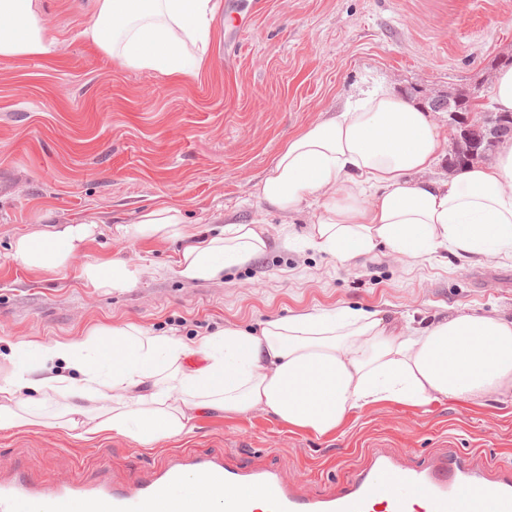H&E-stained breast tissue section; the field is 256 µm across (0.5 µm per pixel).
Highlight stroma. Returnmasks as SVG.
<instances>
[{
	"instance_id": "1",
	"label": "stroma",
	"mask_w": 512,
	"mask_h": 512,
	"mask_svg": "<svg viewBox=\"0 0 512 512\" xmlns=\"http://www.w3.org/2000/svg\"><path fill=\"white\" fill-rule=\"evenodd\" d=\"M90 21L86 0H44L54 56L0 60V383L19 341L81 340L126 323L190 343L305 310L381 309L401 332L452 311L512 315L511 257L467 261L441 249L343 264L299 241L314 201L280 212L258 193L296 132L362 90L406 94L447 132L448 97L471 88L490 97L501 59L512 56V0H234L196 74L171 77L118 67L82 38ZM162 204L180 208L199 237L263 221L268 248L222 280L184 281L176 271L185 241L117 231ZM77 221L94 223V235L65 270L37 272L13 258L20 235ZM288 235L298 242L287 249ZM91 260H122L143 275L125 292L94 288L81 275ZM46 412L47 426L0 431V461L37 478L86 477L108 461L125 480L189 444L288 466L317 491L340 487L377 447L413 463L447 451L481 465L512 462V394L379 403L323 436L263 412L206 411L188 433L151 448L113 433L83 441L60 428L55 402Z\"/></svg>"
}]
</instances>
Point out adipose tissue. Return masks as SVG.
Masks as SVG:
<instances>
[{
    "instance_id": "1",
    "label": "adipose tissue",
    "mask_w": 512,
    "mask_h": 512,
    "mask_svg": "<svg viewBox=\"0 0 512 512\" xmlns=\"http://www.w3.org/2000/svg\"><path fill=\"white\" fill-rule=\"evenodd\" d=\"M221 0H92L83 36L120 67L164 76L195 72ZM57 41L41 0H0V60L48 58ZM444 141L428 112L404 96L361 93L335 117L294 134L259 186L288 212L313 199L319 213L306 243L348 263L379 248L407 259L446 248L464 259L512 253V139L492 163L434 179ZM93 233L89 222L19 237L14 257L58 272ZM140 239L187 238L175 206L152 208L133 224ZM256 223L229 224L186 248L177 270L188 282L218 280L263 254ZM93 287L126 291L140 267L90 261ZM0 384V430L42 425L39 396L65 399L67 429L93 441L112 432L149 447L180 435L197 413L266 411L288 427L326 435L375 404L425 406L439 398L512 394V317L455 313L395 333L385 311L349 307L275 318L259 332L233 326L188 346L128 324L111 343L21 341Z\"/></svg>"
}]
</instances>
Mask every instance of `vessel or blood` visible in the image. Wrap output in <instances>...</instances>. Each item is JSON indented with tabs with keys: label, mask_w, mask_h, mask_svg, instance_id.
I'll list each match as a JSON object with an SVG mask.
<instances>
[{
	"label": "vessel or blood",
	"mask_w": 512,
	"mask_h": 512,
	"mask_svg": "<svg viewBox=\"0 0 512 512\" xmlns=\"http://www.w3.org/2000/svg\"><path fill=\"white\" fill-rule=\"evenodd\" d=\"M224 485L227 512H257L255 490L266 512H512V466L490 470L462 454L436 456L414 465L385 449L369 452L340 490L303 489L278 465L239 466L224 453L172 450L126 482L107 476L38 481L18 468L0 475V512H217L216 504L187 486V477ZM476 498L462 501L464 489Z\"/></svg>",
	"instance_id": "b4317fda"
}]
</instances>
